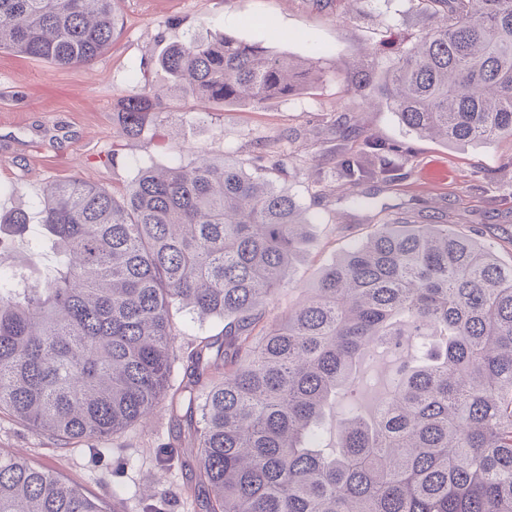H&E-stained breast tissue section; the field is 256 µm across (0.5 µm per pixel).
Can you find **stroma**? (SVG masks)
I'll return each mask as SVG.
<instances>
[{
    "instance_id": "stroma-1",
    "label": "stroma",
    "mask_w": 512,
    "mask_h": 512,
    "mask_svg": "<svg viewBox=\"0 0 512 512\" xmlns=\"http://www.w3.org/2000/svg\"><path fill=\"white\" fill-rule=\"evenodd\" d=\"M419 0H121L120 24L109 50L92 66H56L0 52V216L34 210L45 187L77 176L124 193L140 167L186 163L200 153L214 161L250 159L266 148L284 169L277 184L309 209L310 241L290 285L270 305L284 315L303 298L320 270L349 249L374 223L393 218L403 205L418 224L436 216L491 243L512 264V138L491 144L451 146L409 134L386 108L363 110L345 71L361 63L372 74L405 51L426 20ZM230 33L295 58L317 59L327 76L300 94L273 98L259 107L221 105L168 95L155 133L130 138L121 131L118 101L144 81L165 87L166 73L142 74L141 59L159 56L193 36ZM361 133L338 138L336 127L353 112ZM401 144L408 154L395 180L371 181L359 192L365 205L351 202L336 174L340 148L359 151L364 137ZM447 181L430 183L435 167ZM54 262L40 225L23 235L0 229V271L23 273L36 283ZM415 354L411 337L392 353H367L356 380L326 407L321 444L334 448L336 421L356 407L371 415L392 388L397 366ZM168 412L114 438L104 458L88 446L57 447L51 439L0 416V448H10L57 471L92 497L120 495L151 504L152 485H166L162 512H193L180 489L178 463L162 465L158 451L171 442Z\"/></svg>"
}]
</instances>
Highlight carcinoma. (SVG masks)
<instances>
[{
  "label": "carcinoma",
  "mask_w": 512,
  "mask_h": 512,
  "mask_svg": "<svg viewBox=\"0 0 512 512\" xmlns=\"http://www.w3.org/2000/svg\"><path fill=\"white\" fill-rule=\"evenodd\" d=\"M120 0H0V51L89 66L112 45ZM430 24L367 94L420 137L512 138V0H421ZM170 90L260 106L325 77L226 33L173 43ZM165 95L119 101L122 133L155 126ZM343 184L385 179L407 149L364 139ZM38 224L58 258L32 287L0 272V414L56 442L99 444L165 402L166 456L203 512H512V265L491 246L406 217L376 224L305 300L269 319L309 237L307 207L227 156L146 166L125 193L50 184ZM224 322L173 346L174 314ZM438 336L402 363L375 417L347 413L338 451L312 445L325 407L368 350ZM0 512H131L0 448Z\"/></svg>",
  "instance_id": "carcinoma-1"
}]
</instances>
